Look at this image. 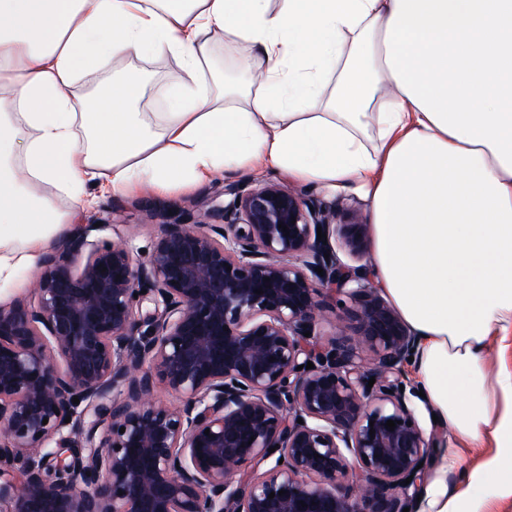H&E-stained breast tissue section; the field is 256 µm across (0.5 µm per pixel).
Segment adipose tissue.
Listing matches in <instances>:
<instances>
[{
  "label": "adipose tissue",
  "instance_id": "1",
  "mask_svg": "<svg viewBox=\"0 0 512 512\" xmlns=\"http://www.w3.org/2000/svg\"><path fill=\"white\" fill-rule=\"evenodd\" d=\"M215 34L265 60L258 85L206 75ZM167 56L184 77L155 122L108 67ZM269 167L368 201L441 429L417 512H464L512 473V0H0V282L95 192Z\"/></svg>",
  "mask_w": 512,
  "mask_h": 512
}]
</instances>
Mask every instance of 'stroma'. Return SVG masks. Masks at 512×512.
I'll return each mask as SVG.
<instances>
[{
    "label": "stroma",
    "instance_id": "obj_1",
    "mask_svg": "<svg viewBox=\"0 0 512 512\" xmlns=\"http://www.w3.org/2000/svg\"><path fill=\"white\" fill-rule=\"evenodd\" d=\"M124 72L142 79L149 91L136 106L139 112H161L165 109V93L181 75L177 63L170 58L163 60H127ZM274 182L306 195L327 209L355 208L367 212L365 201L355 191L331 192L316 186L300 184L274 170L254 171L238 169L216 175L210 182L176 187L165 193H137L132 195H106L91 206L81 210L74 224L68 225L53 241V248H60L78 230L89 229L90 241L127 240L133 251H147L160 232L154 219L155 212L180 214L194 211L203 216L212 208L223 207L228 198L224 188L228 185H246L257 182Z\"/></svg>",
    "mask_w": 512,
    "mask_h": 512
}]
</instances>
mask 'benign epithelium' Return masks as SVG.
<instances>
[{
    "mask_svg": "<svg viewBox=\"0 0 512 512\" xmlns=\"http://www.w3.org/2000/svg\"><path fill=\"white\" fill-rule=\"evenodd\" d=\"M225 192L224 223L163 214L142 259L79 233L0 310V512H415L417 338L337 254L362 259L369 225L273 182ZM327 292L350 306L323 341Z\"/></svg>",
    "mask_w": 512,
    "mask_h": 512,
    "instance_id": "benign-epithelium-1",
    "label": "benign epithelium"
}]
</instances>
